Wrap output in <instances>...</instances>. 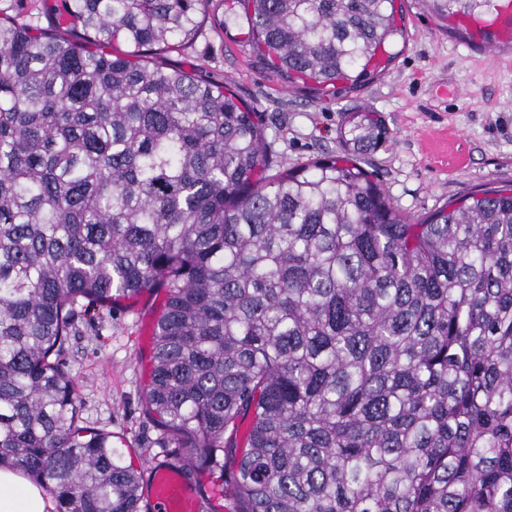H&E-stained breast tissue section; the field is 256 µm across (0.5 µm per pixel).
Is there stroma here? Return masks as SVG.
<instances>
[{
    "instance_id": "1",
    "label": "stroma",
    "mask_w": 512,
    "mask_h": 512,
    "mask_svg": "<svg viewBox=\"0 0 512 512\" xmlns=\"http://www.w3.org/2000/svg\"><path fill=\"white\" fill-rule=\"evenodd\" d=\"M401 7L408 36L384 74L337 97L288 87L248 42L246 21H225L222 0H210L192 40L157 59L232 89L258 112L286 169L336 152L346 110L380 112L391 137L366 168L415 221L466 192L512 183V45L471 39L424 0ZM158 311L149 295L80 311L60 355L78 386L82 425L112 432L137 467L166 455L144 403Z\"/></svg>"
}]
</instances>
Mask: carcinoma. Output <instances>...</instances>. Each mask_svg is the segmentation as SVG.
I'll return each instance as SVG.
<instances>
[{
  "label": "carcinoma",
  "instance_id": "carcinoma-1",
  "mask_svg": "<svg viewBox=\"0 0 512 512\" xmlns=\"http://www.w3.org/2000/svg\"><path fill=\"white\" fill-rule=\"evenodd\" d=\"M208 3L59 0L66 36L0 18V467L57 512H143L57 356L80 308L159 293L146 413L210 512H512V190L410 222L360 165L372 110L344 155L269 174L248 104L153 59ZM224 6L323 95L403 34L395 0Z\"/></svg>",
  "mask_w": 512,
  "mask_h": 512
}]
</instances>
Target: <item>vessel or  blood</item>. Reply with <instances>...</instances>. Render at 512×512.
<instances>
[{"label":"vessel or blood","mask_w":512,"mask_h":512,"mask_svg":"<svg viewBox=\"0 0 512 512\" xmlns=\"http://www.w3.org/2000/svg\"><path fill=\"white\" fill-rule=\"evenodd\" d=\"M474 34L492 29L496 43L512 42V0H494L487 16L465 18ZM147 501L150 512H200L202 499L173 459L153 463L147 471Z\"/></svg>","instance_id":"obj_1"}]
</instances>
